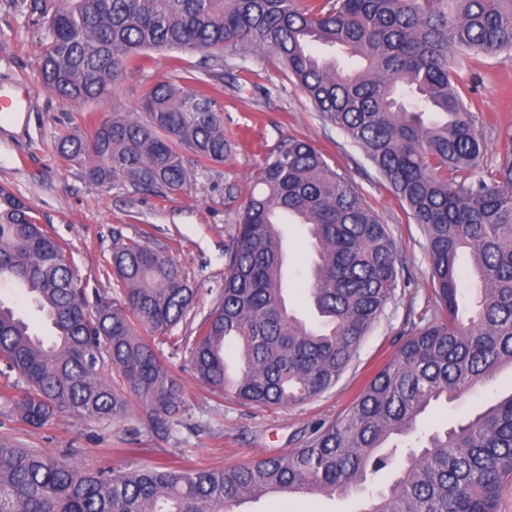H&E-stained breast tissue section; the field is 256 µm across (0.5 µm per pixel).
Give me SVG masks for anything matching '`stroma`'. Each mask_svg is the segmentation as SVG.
I'll return each mask as SVG.
<instances>
[{"label": "stroma", "mask_w": 512, "mask_h": 512, "mask_svg": "<svg viewBox=\"0 0 512 512\" xmlns=\"http://www.w3.org/2000/svg\"><path fill=\"white\" fill-rule=\"evenodd\" d=\"M42 30L33 24L27 0H0V88L21 85L30 92L28 112L19 129L0 125V185L7 186L39 214L43 224L67 247L79 284L112 294L110 260L113 238L147 242L171 256L198 290L193 316L203 319L224 285V246L235 231L237 214L267 154L288 136L305 138L326 161L358 187L397 247L399 286L396 298L373 325L344 373L321 396L287 408L246 406L211 394L186 368L185 351H175L186 393L182 426L157 437L132 419L90 421L68 413L53 425L33 428L0 414V446L43 448L60 454L74 449L77 462L91 467L133 469L157 462L183 461L197 467L251 462L258 456L302 447L312 430L335 419L363 384L389 359L416 326L439 313L420 225L405 210L381 177L345 134L323 121L306 95L270 53L240 54L224 59V137L231 151L223 163L189 162L188 194L165 198L141 195L90 183L80 168L65 161L58 142L89 131L112 111H138L154 84L170 75V54L152 52L151 64L119 79L105 100L76 108L48 92L37 61ZM449 66L465 85L464 99L477 118L486 146L484 161L494 165L502 138L512 129V55L484 56ZM288 250V307L307 322L314 310L305 304L300 285L316 255L305 226L283 227ZM512 390V370L461 398L434 406L423 418L425 429L454 424L484 409ZM358 497L308 494L294 499L269 497L246 512H357Z\"/></svg>", "instance_id": "35a3bbf8"}]
</instances>
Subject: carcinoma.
Wrapping results in <instances>:
<instances>
[{
	"label": "carcinoma",
	"instance_id": "carcinoma-1",
	"mask_svg": "<svg viewBox=\"0 0 512 512\" xmlns=\"http://www.w3.org/2000/svg\"><path fill=\"white\" fill-rule=\"evenodd\" d=\"M43 29L44 86L82 106L166 50L173 78L141 102L144 116L114 113L90 134L59 143L95 185L161 197L191 188L188 157L224 162V111L213 88L224 55L271 51L315 109L358 147L427 238L440 316L417 328L351 405L313 429L301 448L239 466H83L42 448L0 447V512H234L236 504L315 492H362L396 476L360 512H497L512 480V393L449 428L421 434L395 469L396 436L419 418L512 369V131L501 161L485 145L448 68L512 54V0H30ZM339 46L362 66L344 71L316 47ZM205 52L200 67L180 57ZM225 249L224 288L196 327L195 376L219 397L292 407L340 378L399 286L397 248L349 178L313 144L290 137L254 178ZM307 226L317 259L305 298L321 318L288 310L283 219ZM471 259L473 310L459 288ZM110 298L78 285L66 250L33 209L0 186V286L23 291L54 335L44 340L0 299L4 389L24 384L12 412L43 428L61 412L93 421L134 416L165 437L183 423L182 382L156 339L196 298L180 265L145 242L117 237ZM241 362L229 372L225 350ZM115 376L108 377L107 369Z\"/></svg>",
	"mask_w": 512,
	"mask_h": 512
}]
</instances>
